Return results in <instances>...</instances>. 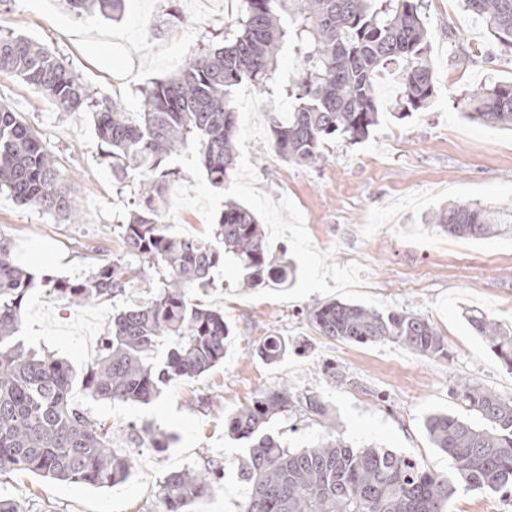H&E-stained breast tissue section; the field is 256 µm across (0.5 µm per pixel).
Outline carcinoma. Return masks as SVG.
<instances>
[{
  "instance_id": "cac0c4a2",
  "label": "carcinoma",
  "mask_w": 512,
  "mask_h": 512,
  "mask_svg": "<svg viewBox=\"0 0 512 512\" xmlns=\"http://www.w3.org/2000/svg\"><path fill=\"white\" fill-rule=\"evenodd\" d=\"M73 10L111 16L124 0H65ZM464 7L512 54V0H464ZM423 0H241L226 44L197 53L174 77L141 90L140 111L119 99L101 101L43 45L22 34H0V73L13 75L48 97L63 112H88L107 150L116 181L128 170L143 179L124 220L116 225L125 256L101 264L77 282L55 290L71 304L103 303L144 279V267L159 274L148 296L112 315L99 355L82 381L86 395L111 402H148L162 387L195 379L224 360L231 329L217 310L192 302L198 288L213 284V271L232 254L252 288L282 283L295 269L270 256L259 218L230 199L214 225L213 239L167 232L162 213L173 182L184 177L170 159L183 153L193 134L201 137L200 167L214 185L236 168L235 89L245 86L272 96L283 42L284 17L297 38L299 68L284 88L294 100L288 119L270 115L271 150L284 162L314 166L325 160L328 141H366L379 124L375 89L383 70L398 67L397 118L423 112L435 96L428 56ZM466 117L512 129V81L474 91L459 101ZM0 188L13 200L79 223L71 182L44 142L11 107L0 103ZM429 223L453 237L479 239L512 223V204L453 202ZM15 243L0 237V473L24 471L52 480L112 487L135 466L133 452L113 450L112 433L73 398L75 374L63 360L28 348L17 339L23 298L33 277L14 259ZM316 332L349 343H394L428 358L448 357V344L425 317L381 312L340 301L306 311ZM474 332L512 369V326L472 312ZM168 344L166 357L154 353ZM258 353L273 363L288 343L266 338ZM453 396L475 413V425L447 412L424 422L433 447L451 460V471H430L417 459L385 448H355L336 435L329 405L316 393L299 394L286 384L262 391L226 419L227 433L249 442L242 478L248 493L239 512H451L458 488L485 495L512 494V398L464 381ZM302 407L324 434L310 447L293 449L269 432L272 423ZM165 450L173 435L135 434ZM224 471H172L159 485L158 512H188L219 489Z\"/></svg>"
}]
</instances>
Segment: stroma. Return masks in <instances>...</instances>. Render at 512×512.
<instances>
[{
  "mask_svg": "<svg viewBox=\"0 0 512 512\" xmlns=\"http://www.w3.org/2000/svg\"><path fill=\"white\" fill-rule=\"evenodd\" d=\"M435 72L432 107L395 120L386 109L400 91L393 72L377 86L385 112L368 140L329 142L322 163L301 167L283 162L269 144L248 141L257 188L273 200L289 197L321 250L338 264L358 257L366 265L363 293L389 310L424 315L448 344V357L428 359L392 343L356 344L322 338L305 318L323 303L249 300V287L216 280L194 302L216 308L232 329L223 363L202 376L170 383L148 404L88 398L78 402L112 428L113 448L127 451L133 430L155 427L175 434L169 450L144 447L131 476L110 488L56 482L27 472L0 475V497L23 502L28 512H156L157 491L166 474L206 461L224 468L222 488L192 505L191 512H237L247 494L240 472L246 442L231 439L227 415L262 390L288 383L293 391L319 394L329 405L337 432L355 447L377 446L416 458L436 472H448L447 455L432 448L423 428L430 413L468 412L453 388L471 380L512 397V370L471 329L466 314L479 311L512 320V232L479 240L457 238L428 225L427 217L447 201L512 203V131L467 120L457 102L468 92L512 80V54L493 44L482 23L460 0H425ZM239 0H124L116 17L76 13L64 0H0V32L18 31L59 56L100 97L118 98L139 109L147 83L178 73L196 51L217 44L225 22L238 17ZM114 33L122 46L111 60L93 54L90 40ZM470 61H463V53ZM0 102L8 104L51 146L59 168L74 183L83 219L70 224L14 202L0 191V236L25 249L51 254L47 277H34L24 300L20 336L25 344L64 359L76 375L93 363L113 313L137 302L156 284L154 274L126 294L102 304L72 305L45 279L78 281L106 260L123 256L114 231L131 206L130 188L120 187L102 157L89 114L64 112L17 78L0 75ZM425 273L427 286L409 293L406 277ZM269 336L306 343L270 364L258 356ZM208 396L212 406L202 407ZM271 432L292 448L317 442L323 429L301 411L282 418Z\"/></svg>",
  "mask_w": 512,
  "mask_h": 512,
  "instance_id": "obj_1",
  "label": "stroma"
}]
</instances>
